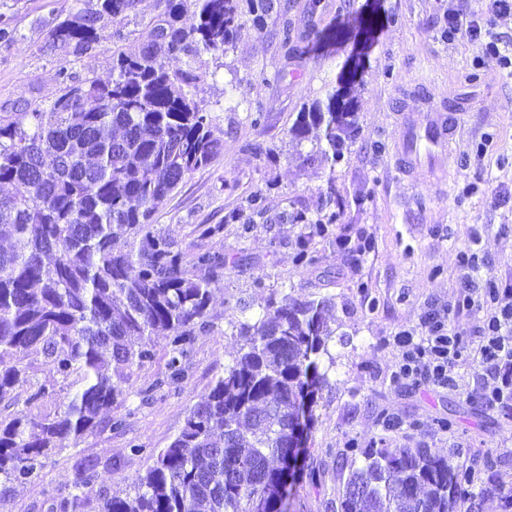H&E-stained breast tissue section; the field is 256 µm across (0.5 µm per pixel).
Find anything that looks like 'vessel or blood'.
<instances>
[{
	"label": "vessel or blood",
	"instance_id": "vessel-or-blood-1",
	"mask_svg": "<svg viewBox=\"0 0 512 512\" xmlns=\"http://www.w3.org/2000/svg\"><path fill=\"white\" fill-rule=\"evenodd\" d=\"M398 120L401 136L394 145L398 168L413 180L444 184L457 127L454 113L429 106L399 113Z\"/></svg>",
	"mask_w": 512,
	"mask_h": 512
}]
</instances>
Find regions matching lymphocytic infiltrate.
I'll return each instance as SVG.
<instances>
[{"instance_id": "1", "label": "lymphocytic infiltrate", "mask_w": 512, "mask_h": 512, "mask_svg": "<svg viewBox=\"0 0 512 512\" xmlns=\"http://www.w3.org/2000/svg\"><path fill=\"white\" fill-rule=\"evenodd\" d=\"M448 33L479 42L483 54L498 57L503 67L512 68V43L493 39L481 41L477 22H463L456 13L448 15ZM456 307L476 308L482 313L476 339H468L453 323L452 311H426L418 329L395 334L398 358L392 370L397 382H424L438 388L457 385L456 367L468 365L478 371L479 395L489 406L512 414V289L480 284L472 271L479 264L470 247L459 251Z\"/></svg>"}]
</instances>
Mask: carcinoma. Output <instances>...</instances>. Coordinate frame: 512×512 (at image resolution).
Returning a JSON list of instances; mask_svg holds the SVG:
<instances>
[{
  "label": "carcinoma",
  "mask_w": 512,
  "mask_h": 512,
  "mask_svg": "<svg viewBox=\"0 0 512 512\" xmlns=\"http://www.w3.org/2000/svg\"><path fill=\"white\" fill-rule=\"evenodd\" d=\"M140 49L112 50L117 76L110 83H75L47 110L0 113V402L17 390L26 406L0 417V481L31 479L50 454L77 448L112 411L127 371L153 358V337L169 345L168 375L144 397L185 378L196 331L210 326L212 288L226 266H243L240 253L183 252L154 228L156 203L221 151V131L211 113L184 91L200 79L190 67L170 74L163 59L217 51L250 17L264 28L277 0H166ZM139 0H98L97 9L56 24L52 44L72 51L90 47L102 20L126 17ZM192 20H187V15ZM381 18L357 17L348 30L328 29L313 42L295 39L288 20L281 43L294 55L325 51L353 40L361 58L374 43ZM345 59L333 90L298 113L289 129L297 145L316 146L310 162L336 164L355 130L361 75ZM323 204L311 215L285 212L282 224H302L296 262L312 261L310 243L329 235L339 213ZM257 193L224 223L201 229L215 236L224 224L249 234L263 217ZM331 299L301 300L280 291L255 320L239 324L235 362L189 411L170 444L122 496L98 499L97 512H281L279 490L298 419L313 421L314 396L328 386L319 357L336 331L328 324ZM42 356L64 387L68 404L33 413L54 387L28 376V356ZM338 512H451L461 488L448 458L425 445L361 449ZM78 493L55 512H83L98 477L97 464L76 462Z\"/></svg>",
  "instance_id": "obj_1"
}]
</instances>
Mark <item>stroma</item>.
<instances>
[{"instance_id": "stroma-1", "label": "stroma", "mask_w": 512, "mask_h": 512, "mask_svg": "<svg viewBox=\"0 0 512 512\" xmlns=\"http://www.w3.org/2000/svg\"><path fill=\"white\" fill-rule=\"evenodd\" d=\"M295 37L353 20L365 0H288ZM490 0H384L390 17L378 34L363 74L356 133L340 163L309 164L311 142L295 146L288 130L303 105L325 98L351 42L330 52L294 56L280 44L281 21L255 28L242 18L236 38L223 50L164 59L169 71L194 66L201 79L190 90L223 132L224 149L161 199L155 226L185 252H242L243 267H226L213 291L211 324L197 332L186 380L144 399L142 392L166 374L167 342H154V357L133 367L112 410L123 429L102 427L76 448L50 456L24 484L0 483V512H52L57 491H72L75 463L100 465L102 494L128 490L151 465L153 450L167 447L189 410L233 365L240 347L234 327L245 313H258L269 289H288L302 299L331 297L337 338L320 371L329 384L313 407L299 461L316 470L288 488L285 512H337L338 498L360 448L383 441L391 448L424 443L458 470L476 465L453 512H512V417L487 407L474 392L480 377L456 371L464 391L400 384L391 379L397 357L393 336L419 325L424 312L446 309L457 295V253L479 235L485 256L476 276L512 287V78L476 42L449 39L444 12L457 7L466 18L487 23L492 36L512 39V16L489 21ZM96 0H0V23L12 29L0 41V113L45 110L61 95L60 69L79 82H111L112 49L138 50L148 23L165 0H140L134 13L102 23L98 39L80 54L53 46L52 27L94 9ZM458 110L448 180L442 186L409 184L393 166L392 147L401 129L398 103L415 108L411 92ZM264 120L253 124L254 106ZM262 145L264 154L253 152ZM261 193L266 214L247 237L224 218L252 193ZM343 209L332 236L315 239L313 265L295 261L299 224L279 223L283 211H316L328 195ZM220 224L214 238L198 233ZM347 244H339V237ZM264 287H255L256 279ZM142 448L132 454L131 445Z\"/></svg>"}]
</instances>
